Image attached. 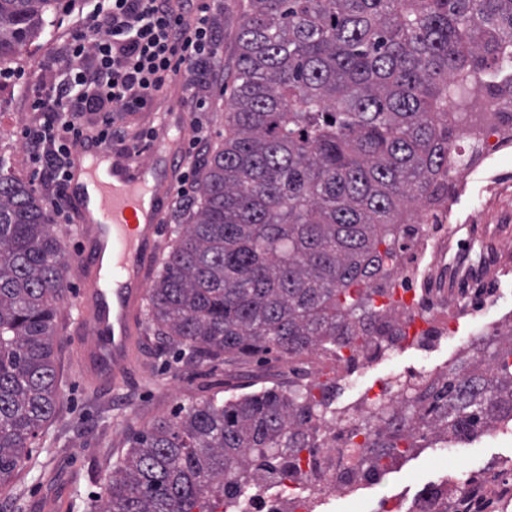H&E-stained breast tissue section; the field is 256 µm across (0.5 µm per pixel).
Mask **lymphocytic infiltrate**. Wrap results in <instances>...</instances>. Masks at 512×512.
<instances>
[{
	"instance_id": "f902f5d3",
	"label": "lymphocytic infiltrate",
	"mask_w": 512,
	"mask_h": 512,
	"mask_svg": "<svg viewBox=\"0 0 512 512\" xmlns=\"http://www.w3.org/2000/svg\"><path fill=\"white\" fill-rule=\"evenodd\" d=\"M74 22L62 58L32 101L42 122L24 131L39 183L65 196L71 152L83 140L81 116L99 120L96 142L123 141L114 115L143 109L183 76L185 102L203 111L200 87L224 76L217 47L215 0H93Z\"/></svg>"
}]
</instances>
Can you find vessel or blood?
<instances>
[{"label":"vessel or blood","mask_w":512,"mask_h":512,"mask_svg":"<svg viewBox=\"0 0 512 512\" xmlns=\"http://www.w3.org/2000/svg\"><path fill=\"white\" fill-rule=\"evenodd\" d=\"M181 128L155 134L151 154L172 157ZM145 154L85 143L72 152L65 202L76 218L74 257L83 272L76 361L92 385L125 380L141 341L146 286L159 255L172 167L143 175Z\"/></svg>","instance_id":"1"}]
</instances>
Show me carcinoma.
Masks as SVG:
<instances>
[{
	"label": "carcinoma",
	"instance_id": "cac0c4a2",
	"mask_svg": "<svg viewBox=\"0 0 512 512\" xmlns=\"http://www.w3.org/2000/svg\"><path fill=\"white\" fill-rule=\"evenodd\" d=\"M75 2L0 0V68ZM237 45L230 132L179 206L153 335L193 363L384 332L372 284L395 272L400 225L452 187L455 136L512 125L469 96L512 94V0H249ZM68 266L51 209L0 158V491L58 414ZM329 409L294 387L182 407L129 440L91 512H234L226 480L261 479ZM491 421L512 424V329L368 425L357 465L382 473L421 432L474 438Z\"/></svg>",
	"mask_w": 512,
	"mask_h": 512
}]
</instances>
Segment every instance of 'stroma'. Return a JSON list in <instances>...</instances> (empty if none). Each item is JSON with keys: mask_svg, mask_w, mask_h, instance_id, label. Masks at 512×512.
Listing matches in <instances>:
<instances>
[{"mask_svg": "<svg viewBox=\"0 0 512 512\" xmlns=\"http://www.w3.org/2000/svg\"><path fill=\"white\" fill-rule=\"evenodd\" d=\"M248 0H224L217 21L224 56V87H210L199 120L207 133L208 145L224 140V107L237 69L236 35ZM88 0H80L66 14L64 25H53L12 64L10 80H0V156L14 173L32 180L33 163L22 135L26 127L38 124L40 115L31 108V91L39 85L42 68L56 42L66 41L70 23L89 11ZM190 124L189 108L174 106L172 97H162L134 113L121 114L117 127L127 138L157 125L161 115ZM69 292L61 305L63 318L55 338L61 391L59 413L38 439L33 457L13 490L0 492V512H88V506L102 491L105 478L116 459L127 450L129 436L161 418H169L182 406L198 402L215 391L225 398L276 386L287 388L288 358L278 351L259 357H228L220 362L166 364L159 356L160 343L143 333L140 361L127 383L119 388L89 387L74 358V305L82 288L78 271L67 274ZM448 345L422 352L405 346L397 353H385L361 370L353 385H340L332 404L337 412L364 404L371 390L390 377L416 369L443 375L451 366ZM454 458L438 455L431 448L418 449L396 461L385 471L380 484L360 489V496L378 499L386 491H404L415 496L430 481L454 475L464 466L486 475L504 460L512 459V433L481 435L454 444Z\"/></svg>", "mask_w": 512, "mask_h": 512, "instance_id": "1", "label": "stroma"}]
</instances>
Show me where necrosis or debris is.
I'll use <instances>...</instances> for the list:
<instances>
[{"mask_svg":"<svg viewBox=\"0 0 512 512\" xmlns=\"http://www.w3.org/2000/svg\"><path fill=\"white\" fill-rule=\"evenodd\" d=\"M494 150L479 151L463 170L462 183L481 181L486 196L465 221H457L443 198L431 208L416 211L412 222L403 225L396 244L401 265L398 287L407 298L400 325L418 324L413 341L424 346L448 342L460 359L469 358L483 342L512 325V316L499 312L501 274L512 270V219L492 224L486 218L488 200L507 188L493 164ZM464 318L470 321L471 331H461ZM383 353L374 342L356 343L338 352L306 351L294 357L288 376L304 390L325 372L350 384L357 369ZM362 414L315 420L318 438L291 456L290 472L267 479L270 493L263 496L260 512H309L307 503L318 486L327 496L346 497L366 442L358 425Z\"/></svg>","mask_w":512,"mask_h":512,"instance_id":"obj_1","label":"necrosis or debris"}]
</instances>
